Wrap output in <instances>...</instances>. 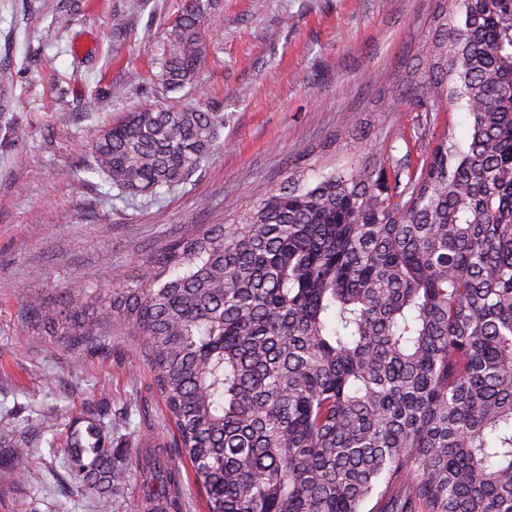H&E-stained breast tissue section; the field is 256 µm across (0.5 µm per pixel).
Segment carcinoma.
<instances>
[{
  "instance_id": "carcinoma-1",
  "label": "carcinoma",
  "mask_w": 512,
  "mask_h": 512,
  "mask_svg": "<svg viewBox=\"0 0 512 512\" xmlns=\"http://www.w3.org/2000/svg\"><path fill=\"white\" fill-rule=\"evenodd\" d=\"M446 34L414 106H459L420 171L321 173L270 190L231 224L174 241L107 294L69 288L22 320L89 352L132 337L151 365L179 462L139 465L150 512H181L180 462L208 512H512V0H446ZM201 6L185 0L160 80L201 64ZM224 115L144 103L89 135L91 164L123 193L183 184L217 148ZM105 408L62 444L82 490L127 484ZM28 424L4 433L0 477L34 484Z\"/></svg>"
}]
</instances>
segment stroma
Returning a JSON list of instances; mask_svg holds the SVG:
<instances>
[{
    "instance_id": "1",
    "label": "stroma",
    "mask_w": 512,
    "mask_h": 512,
    "mask_svg": "<svg viewBox=\"0 0 512 512\" xmlns=\"http://www.w3.org/2000/svg\"><path fill=\"white\" fill-rule=\"evenodd\" d=\"M203 59L195 83L169 92L158 61L184 0H0V66L10 67L0 111V428L55 419L66 432L84 403L112 411V445L131 474L107 506L86 495L51 434L31 442L41 479L0 484V512H138L145 440L170 448L171 426L150 366L130 337H101L91 356L22 321L27 301L75 284L108 292L171 241L224 221L301 175L384 157L420 168L450 132L466 145L464 110L426 126L408 87L425 67L441 0H202ZM126 22L112 34V17ZM224 115L221 149L185 184L131 196L98 176L62 178L91 163L87 135L143 102ZM25 141L14 142L12 123Z\"/></svg>"
}]
</instances>
